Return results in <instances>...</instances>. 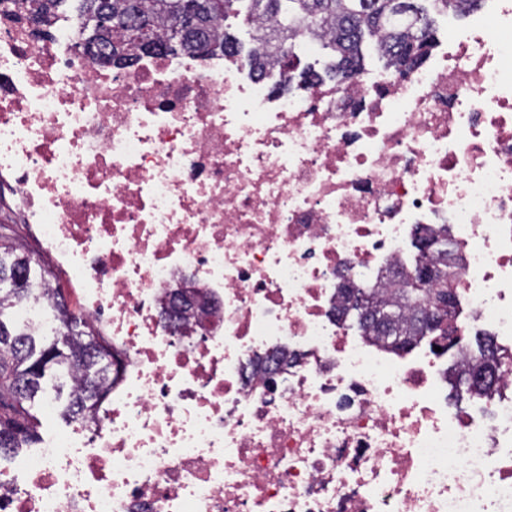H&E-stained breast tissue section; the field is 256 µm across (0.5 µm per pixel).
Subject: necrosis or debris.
Masks as SVG:
<instances>
[{
  "label": "necrosis or debris",
  "instance_id": "4bbe7bcc",
  "mask_svg": "<svg viewBox=\"0 0 512 512\" xmlns=\"http://www.w3.org/2000/svg\"><path fill=\"white\" fill-rule=\"evenodd\" d=\"M60 15L0 8V191L112 351L97 412L0 463V512H512V0H484L407 75L296 86L250 49L116 68ZM450 242L471 357L395 352L338 316ZM213 298L170 334L177 281ZM282 366L270 373L266 361ZM477 349L481 352V356L468 369L467 375L454 376L450 380L451 387L448 385V398L458 400L465 393L469 396L480 397L490 389L495 378L493 343L487 336L483 339L478 338Z\"/></svg>",
  "mask_w": 512,
  "mask_h": 512
}]
</instances>
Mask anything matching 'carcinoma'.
<instances>
[{
	"instance_id": "cac0c4a2",
	"label": "carcinoma",
	"mask_w": 512,
	"mask_h": 512,
	"mask_svg": "<svg viewBox=\"0 0 512 512\" xmlns=\"http://www.w3.org/2000/svg\"><path fill=\"white\" fill-rule=\"evenodd\" d=\"M244 1L246 12L270 16L276 21L273 33L283 37L301 31L316 32L328 22L335 23L334 35L323 44L333 62L324 74L306 67L300 84L328 78L338 84L361 70L365 38L382 35L380 56L399 72L418 66L434 40L433 19L418 0H77V25L82 29L85 48L92 44L112 50V64L127 59L135 62L140 44L129 35L130 22L151 28L153 37L167 52H186L199 56L224 54L236 38L224 31V19L234 5ZM67 0H22L29 17L49 25ZM112 20L102 26L100 19ZM367 302L386 313L388 321L405 336L398 343L381 333L375 320L360 322L375 338L396 350L412 347L434 328L416 322L412 309L424 304L422 290L402 282L394 303L364 291ZM35 296L31 262L13 235V225L0 220V458L13 456L37 439V418L33 406L42 391L47 373L74 374L76 385L69 389L65 413L78 419L93 413L112 378V360L103 353L93 333L80 328L82 319L72 316L62 321L54 339L41 343L35 334L11 321L9 311ZM481 356L467 375L450 380V397L463 394L483 396L490 389L493 370V343L487 337L477 340Z\"/></svg>"
}]
</instances>
